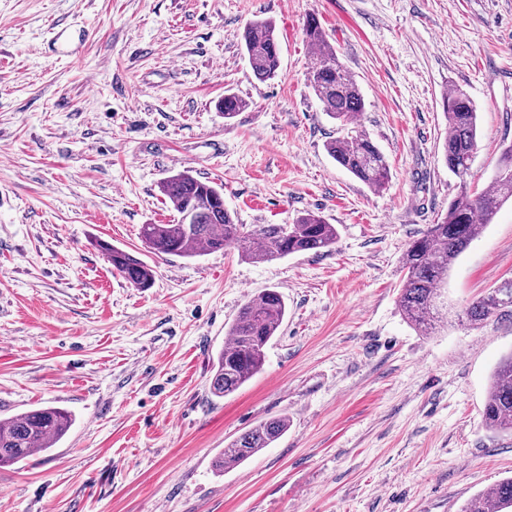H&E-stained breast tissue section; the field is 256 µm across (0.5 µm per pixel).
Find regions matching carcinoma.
<instances>
[{
  "instance_id": "obj_1",
  "label": "carcinoma",
  "mask_w": 512,
  "mask_h": 512,
  "mask_svg": "<svg viewBox=\"0 0 512 512\" xmlns=\"http://www.w3.org/2000/svg\"><path fill=\"white\" fill-rule=\"evenodd\" d=\"M305 33L315 47L308 80L326 114L347 128L346 135L326 142L328 154L374 192H381L389 178V164L369 137L353 128L364 98L355 77L339 61L320 23L307 20ZM244 49L254 76L269 80L280 67V45L276 27L269 19L250 22L243 32ZM448 133L442 158L460 179V192L448 202L440 221L407 246L403 266L405 280L398 306L407 322L428 336L448 320L443 286L448 272L461 254L492 223L502 206L512 202V143L501 152L499 165L489 186L473 192L467 185L477 145L478 111L468 92L453 87L442 97ZM246 103L231 92L224 94L221 108L231 119ZM161 192L173 204L179 219L174 224H143L140 237L155 252L195 258L224 249L231 242H244L242 257L254 263L267 262L306 252L318 253L336 242V226L318 214L307 212L292 224H255L247 229L236 223L224 206V194L210 181L187 171L167 177ZM106 260L126 281L137 288L153 284V270L109 243H99ZM287 306L283 296L268 288L248 300L229 324L228 342L213 363L210 390L222 398L247 383L264 364V349L277 335ZM512 317V279L503 280L483 297L458 312L459 323L480 324L491 317ZM485 426L512 432V354L495 367L486 396ZM70 411L41 406L0 420V466L19 464L34 454L53 448L70 430ZM288 430V417L261 421L236 437L215 460L222 472L234 468L269 447ZM512 508V477L492 485L467 504L462 512H506Z\"/></svg>"
}]
</instances>
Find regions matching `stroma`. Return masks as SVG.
<instances>
[{"instance_id": "obj_1", "label": "stroma", "mask_w": 512, "mask_h": 512, "mask_svg": "<svg viewBox=\"0 0 512 512\" xmlns=\"http://www.w3.org/2000/svg\"><path fill=\"white\" fill-rule=\"evenodd\" d=\"M312 16L364 95L382 192L325 150L340 127L309 85ZM257 18L281 46L265 82L242 42ZM453 87L480 111L477 191L512 143V0H0V420L75 416L0 468V512H462L512 477V434L483 422L512 320L422 336L397 305L407 245L459 190L442 160ZM228 91L246 102L230 120ZM180 170L223 186L239 223L314 212L336 242L259 264L237 246L153 253L139 229L177 221L160 185ZM102 241L150 265L152 287L113 271ZM507 278L511 203L453 266L448 303ZM267 288L288 314L263 369L214 397L225 329ZM282 415L271 447L213 468ZM288 430L287 416L261 421L236 437L215 460L214 468L224 472L234 468L281 438Z\"/></svg>"}]
</instances>
